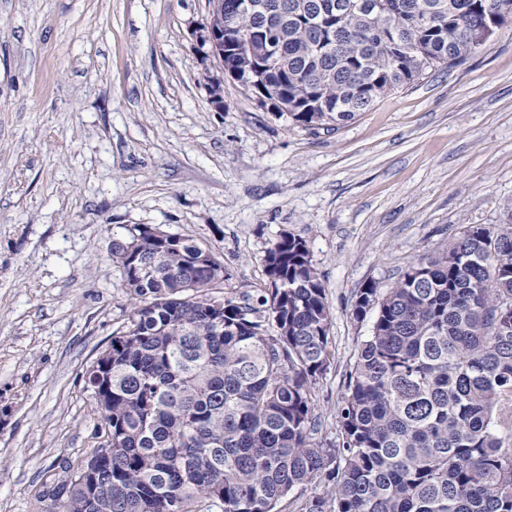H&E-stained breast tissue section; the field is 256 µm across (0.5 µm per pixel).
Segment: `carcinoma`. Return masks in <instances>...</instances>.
I'll return each instance as SVG.
<instances>
[{
    "label": "carcinoma",
    "mask_w": 512,
    "mask_h": 512,
    "mask_svg": "<svg viewBox=\"0 0 512 512\" xmlns=\"http://www.w3.org/2000/svg\"><path fill=\"white\" fill-rule=\"evenodd\" d=\"M224 0V68L249 69L269 99L332 130L428 71L486 47L490 5L512 0ZM112 239L130 311L84 373L106 385L99 447L52 479L46 512H512V208L467 224L388 288L354 294L372 316L350 365L336 442L315 439L313 386L330 365L332 314L306 241L266 250L262 288L241 297L166 237L159 254ZM112 449L87 493L98 448ZM325 489L288 500L316 480Z\"/></svg>",
    "instance_id": "1"
}]
</instances>
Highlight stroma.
Instances as JSON below:
<instances>
[{
    "instance_id": "1",
    "label": "stroma",
    "mask_w": 512,
    "mask_h": 512,
    "mask_svg": "<svg viewBox=\"0 0 512 512\" xmlns=\"http://www.w3.org/2000/svg\"><path fill=\"white\" fill-rule=\"evenodd\" d=\"M208 0H0V512L96 444L86 368L128 313L112 239L148 224L211 247L234 294L303 238L332 312L313 391L332 441L369 322L351 301L512 205V23L337 130L233 80L216 108L192 31Z\"/></svg>"
}]
</instances>
